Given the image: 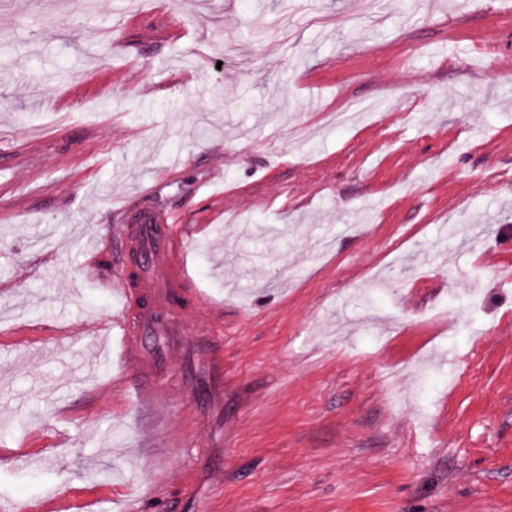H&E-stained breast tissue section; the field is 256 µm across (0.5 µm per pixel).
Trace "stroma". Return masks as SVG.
<instances>
[{
	"instance_id": "obj_1",
	"label": "stroma",
	"mask_w": 512,
	"mask_h": 512,
	"mask_svg": "<svg viewBox=\"0 0 512 512\" xmlns=\"http://www.w3.org/2000/svg\"><path fill=\"white\" fill-rule=\"evenodd\" d=\"M318 2L0 0V512H512V0ZM144 203L169 413L101 326Z\"/></svg>"
}]
</instances>
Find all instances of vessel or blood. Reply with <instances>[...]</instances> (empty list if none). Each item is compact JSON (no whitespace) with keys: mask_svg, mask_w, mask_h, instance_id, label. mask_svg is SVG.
Here are the masks:
<instances>
[{"mask_svg":"<svg viewBox=\"0 0 512 512\" xmlns=\"http://www.w3.org/2000/svg\"><path fill=\"white\" fill-rule=\"evenodd\" d=\"M123 238L135 258L123 267L112 286L121 307L117 317L124 367L120 378L132 390L138 405L170 407L156 368L157 339L169 335V312L155 301L164 290L170 301L200 304L188 271L185 239L176 232L168 214L154 207L122 206Z\"/></svg>","mask_w":512,"mask_h":512,"instance_id":"1","label":"vessel or blood"}]
</instances>
